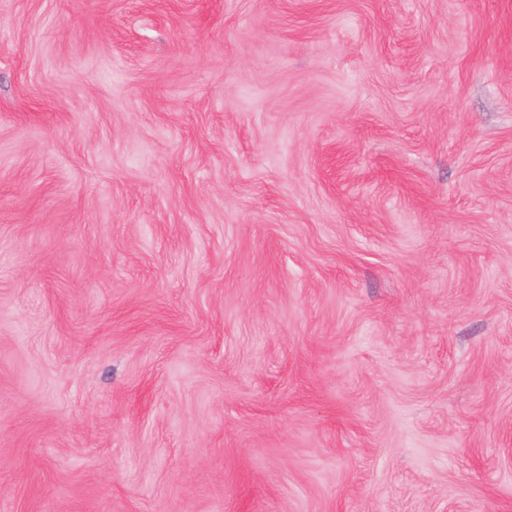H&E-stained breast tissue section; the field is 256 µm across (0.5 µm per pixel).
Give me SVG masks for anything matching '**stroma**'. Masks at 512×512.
Masks as SVG:
<instances>
[{
    "instance_id": "35a3bbf8",
    "label": "stroma",
    "mask_w": 512,
    "mask_h": 512,
    "mask_svg": "<svg viewBox=\"0 0 512 512\" xmlns=\"http://www.w3.org/2000/svg\"><path fill=\"white\" fill-rule=\"evenodd\" d=\"M0 512H512V0H0Z\"/></svg>"
}]
</instances>
